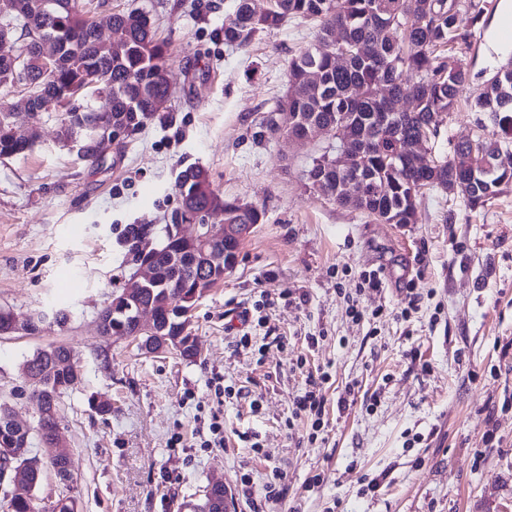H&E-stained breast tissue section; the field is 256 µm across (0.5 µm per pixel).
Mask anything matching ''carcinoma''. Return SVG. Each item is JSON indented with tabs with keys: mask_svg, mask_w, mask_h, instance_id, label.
I'll list each match as a JSON object with an SVG mask.
<instances>
[{
	"mask_svg": "<svg viewBox=\"0 0 512 512\" xmlns=\"http://www.w3.org/2000/svg\"><path fill=\"white\" fill-rule=\"evenodd\" d=\"M488 0H239L233 19L224 23V41L248 44L253 36L285 20L310 21L317 26L316 43L301 50L288 65L285 96L259 123V136L306 137L317 128L342 132L351 147V167L336 169L329 150L311 159L305 171L310 193L336 205L364 213L378 224H414V200L425 189L442 188L462 196L475 210L512 182V69L501 68L498 79L486 85L471 109L477 118L473 141L452 144L450 156L424 168L415 164V146L439 137L444 118L454 110L460 93L472 79L470 67L448 68L438 51L450 42L471 44L472 29L487 23ZM123 48L114 54L98 51V25L81 0H0V30L20 32L22 51L14 61L0 58V87H11L24 73L40 105L59 88L77 96L64 104L58 134L88 139L84 160L96 162L105 141L93 138L83 122L96 113L132 133L161 111L167 99V43L156 38L148 15L138 9L112 14L109 20ZM55 45L50 72L39 64L42 43ZM96 86H87V77ZM107 90L106 105L97 109L85 101L90 92ZM9 106L0 105V158L23 154L33 146L12 134ZM493 131H488V126ZM366 186L363 195L351 193L350 183ZM182 222L204 210L222 208L227 224H260L264 212L236 200L223 199L212 188L207 172L188 166L177 178ZM156 286L147 289L141 303L159 302L166 294L171 309L156 307L157 324L169 336H180L179 313L189 312L195 295L223 280V272L204 267L184 238L167 234L156 254ZM102 334L112 327H131V312L107 304L100 314ZM73 351L56 345L39 349L23 366L50 402L59 403L71 382L63 363ZM11 413L0 403V441L31 448L24 436L36 431L46 440L57 426L54 418L37 421L19 434ZM8 512H40L36 489L12 492Z\"/></svg>",
	"mask_w": 512,
	"mask_h": 512,
	"instance_id": "cac0c4a2",
	"label": "carcinoma"
}]
</instances>
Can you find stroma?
<instances>
[{"mask_svg": "<svg viewBox=\"0 0 512 512\" xmlns=\"http://www.w3.org/2000/svg\"><path fill=\"white\" fill-rule=\"evenodd\" d=\"M236 6L105 0L94 10L100 23L148 11L171 55L164 112L108 143L97 162L60 142L61 108L14 118L35 141L0 158V309L41 323L31 335L0 336V403L35 425L23 363L37 349L66 344L84 369L82 385L59 403L75 480L46 473L37 491L45 512L63 496L80 512H185L215 478L236 512H512V185L475 210L428 190L407 225L373 224L310 194L304 171L326 140L255 133L286 93L291 55L315 43L317 28L287 22L229 44L224 23ZM488 38L475 28L470 47L454 50L477 76L424 150L426 163L474 127L470 103L485 84L478 72L493 67ZM190 165L224 198L265 212L234 270L191 311L201 352L193 362L173 350L143 353L98 329L134 271L122 230L137 224L163 240L179 205L176 176ZM371 270L382 288L358 291ZM411 290L417 306L398 317ZM263 297L268 306L256 308ZM59 310L69 321L51 320ZM317 369L330 377L311 443L310 419L292 412L306 371ZM350 382L356 402L338 412ZM99 396L111 400V414L94 412ZM216 408L224 445L207 448ZM379 475L380 489L364 493ZM275 476L288 489L279 501L264 491Z\"/></svg>", "mask_w": 512, "mask_h": 512, "instance_id": "obj_1", "label": "stroma"}]
</instances>
